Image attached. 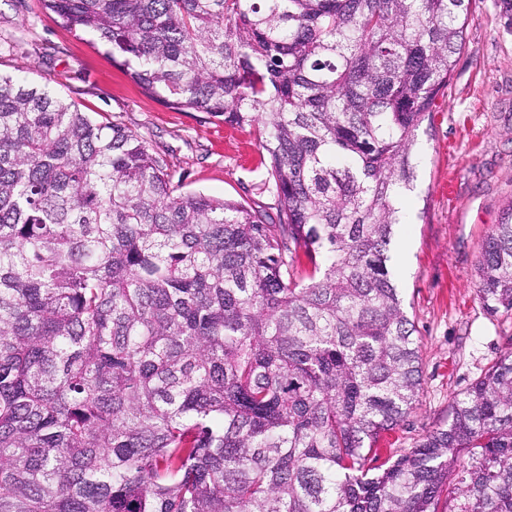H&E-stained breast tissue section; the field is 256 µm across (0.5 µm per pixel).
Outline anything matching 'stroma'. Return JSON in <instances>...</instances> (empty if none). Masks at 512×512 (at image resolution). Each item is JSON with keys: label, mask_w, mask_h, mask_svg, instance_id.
Wrapping results in <instances>:
<instances>
[{"label": "stroma", "mask_w": 512, "mask_h": 512, "mask_svg": "<svg viewBox=\"0 0 512 512\" xmlns=\"http://www.w3.org/2000/svg\"><path fill=\"white\" fill-rule=\"evenodd\" d=\"M0 73L49 85L81 111L141 137L180 174L182 190L275 212L262 151L250 128L175 112L144 95L92 38L63 28L41 0H0ZM413 215L390 245L396 284L416 326L419 403L379 441L380 457L412 448L447 422L466 391L512 343V317L478 297L481 245L512 204V12L503 0H470L464 42L432 126Z\"/></svg>", "instance_id": "stroma-1"}]
</instances>
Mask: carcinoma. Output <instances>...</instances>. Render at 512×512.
<instances>
[{
  "label": "carcinoma",
  "mask_w": 512,
  "mask_h": 512,
  "mask_svg": "<svg viewBox=\"0 0 512 512\" xmlns=\"http://www.w3.org/2000/svg\"><path fill=\"white\" fill-rule=\"evenodd\" d=\"M175 112L254 130L275 224L0 76V512H512V347L416 407L389 264L469 0H41ZM478 296L512 313V205Z\"/></svg>",
  "instance_id": "1"
}]
</instances>
